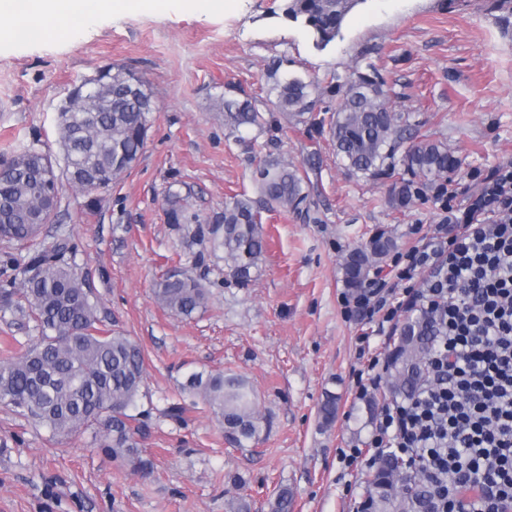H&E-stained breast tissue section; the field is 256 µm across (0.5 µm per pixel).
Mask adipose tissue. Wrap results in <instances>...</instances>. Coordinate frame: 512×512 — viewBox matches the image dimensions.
<instances>
[{
    "label": "adipose tissue",
    "mask_w": 512,
    "mask_h": 512,
    "mask_svg": "<svg viewBox=\"0 0 512 512\" xmlns=\"http://www.w3.org/2000/svg\"><path fill=\"white\" fill-rule=\"evenodd\" d=\"M223 8L224 0H0V44L25 40H64L83 26L115 13L140 8Z\"/></svg>",
    "instance_id": "obj_1"
}]
</instances>
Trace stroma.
Masks as SVG:
<instances>
[{
  "label": "stroma",
  "instance_id": "1",
  "mask_svg": "<svg viewBox=\"0 0 512 512\" xmlns=\"http://www.w3.org/2000/svg\"><path fill=\"white\" fill-rule=\"evenodd\" d=\"M285 0H227L223 11L135 10L101 19L55 43L0 46V156L26 146L63 167L60 108L75 86L98 71L135 72L152 95L144 148L131 169L88 194L58 180L52 223L26 245L0 240V282L12 269L5 254L71 240L98 317L145 354V375L132 410L151 470L134 471L93 445L94 430L55 436L14 408L0 405V512H225L242 497L251 512H269L281 486L292 512H358L367 474L345 466L338 451L366 441L383 405L378 386L355 399L361 336L371 352L390 354L393 330L375 331L345 316L350 296L343 255L386 230L403 252L443 217L436 185L419 187L411 203L392 206L393 177L350 174L328 129L278 112L272 64L279 77L320 83L314 115L327 118L343 95L336 76L374 73L389 105L407 120L404 146L447 143L462 161L442 185L458 198L475 193L499 162L512 160V0H363L339 36L319 49L307 29L288 20ZM250 99L271 129L224 123L220 97ZM306 173L308 217L262 208L269 239L248 285L224 272V249L194 223L173 224L172 209L211 219L237 194L257 197L265 157ZM201 278L205 307L185 318L155 300L170 269ZM247 378L267 435L238 449L205 406L185 422L166 415L187 401L194 373ZM336 398V419L322 426L319 408ZM239 483H231V476Z\"/></svg>",
  "mask_w": 512,
  "mask_h": 512
}]
</instances>
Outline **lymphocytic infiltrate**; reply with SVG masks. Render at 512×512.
<instances>
[{
	"mask_svg": "<svg viewBox=\"0 0 512 512\" xmlns=\"http://www.w3.org/2000/svg\"><path fill=\"white\" fill-rule=\"evenodd\" d=\"M426 243L398 254L394 287L344 298L378 324L425 309L440 326L416 399L382 409L368 440L421 465L478 512H512V161L459 203Z\"/></svg>",
	"mask_w": 512,
	"mask_h": 512,
	"instance_id": "1",
	"label": "lymphocytic infiltrate"
}]
</instances>
